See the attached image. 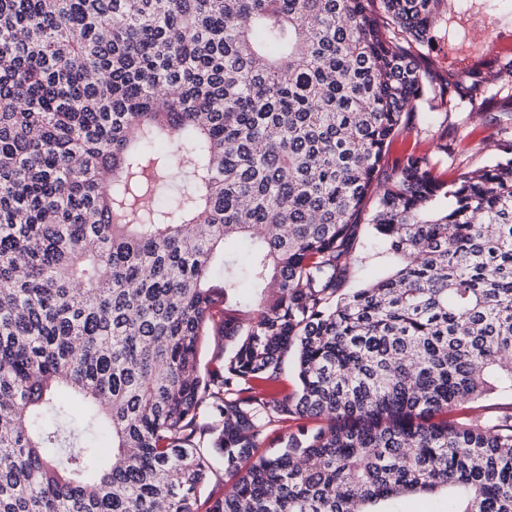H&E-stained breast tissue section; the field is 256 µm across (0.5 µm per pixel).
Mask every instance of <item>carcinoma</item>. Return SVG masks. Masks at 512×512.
<instances>
[{"instance_id": "1", "label": "carcinoma", "mask_w": 512, "mask_h": 512, "mask_svg": "<svg viewBox=\"0 0 512 512\" xmlns=\"http://www.w3.org/2000/svg\"><path fill=\"white\" fill-rule=\"evenodd\" d=\"M445 2L0 0V512H512V415L456 417L512 393V142L391 157L512 83L424 64ZM391 270L392 264L387 257L379 249L367 246L354 257L347 288H359L380 276L388 275ZM448 494L445 488L432 493H419L402 498L398 504L401 512H447Z\"/></svg>"}]
</instances>
